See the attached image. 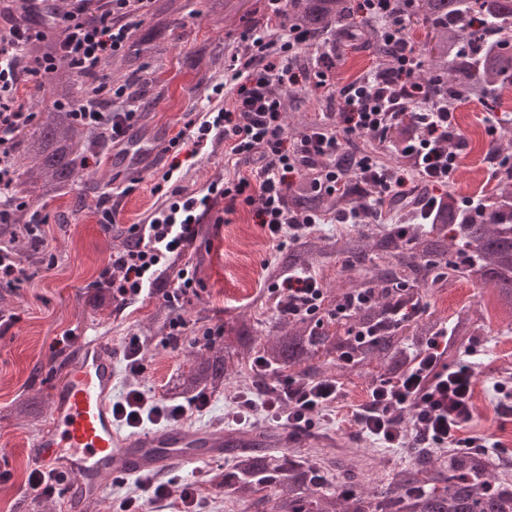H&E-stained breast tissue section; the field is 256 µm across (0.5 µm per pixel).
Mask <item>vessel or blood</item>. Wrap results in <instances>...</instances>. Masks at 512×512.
I'll return each mask as SVG.
<instances>
[{"mask_svg": "<svg viewBox=\"0 0 512 512\" xmlns=\"http://www.w3.org/2000/svg\"><path fill=\"white\" fill-rule=\"evenodd\" d=\"M114 351L110 337L82 338L31 445L37 466L65 475L66 512H83L87 502L102 499L110 477H142L224 455L228 433L220 426L121 431L112 412Z\"/></svg>", "mask_w": 512, "mask_h": 512, "instance_id": "1", "label": "vessel or blood"}]
</instances>
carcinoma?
Instances as JSON below:
<instances>
[{
	"label": "carcinoma",
	"mask_w": 512,
	"mask_h": 512,
	"mask_svg": "<svg viewBox=\"0 0 512 512\" xmlns=\"http://www.w3.org/2000/svg\"><path fill=\"white\" fill-rule=\"evenodd\" d=\"M413 15L434 39L433 47L422 53L435 68L418 71L417 78L448 100L449 110L466 100L493 108L512 89V53L503 50L512 40V0H417ZM180 16L197 18L202 13L187 2L155 0L152 29L135 30L127 52L102 64L106 76L115 72L128 79L130 93L144 112L155 106L146 96L152 82L146 58L164 54L160 35ZM285 21L315 43L327 34L336 35L339 44L362 42L380 70L393 61L380 24L357 18L350 0H287L278 25ZM78 94L76 74L65 61L29 92L41 107V119L34 132L20 136V150L13 156L14 164L27 167L23 193L28 197H53L77 180L100 179L82 163L99 135L73 118L70 104ZM367 153L379 154L388 168L402 166L400 155L365 139L339 153L336 167L349 172ZM494 177L493 192L478 214L470 213L453 182L438 195L423 188L412 197H390L382 208L373 206L372 184L351 176L334 195L307 187L291 190L288 209L299 218L355 211L359 221L348 232H303L265 267V283L273 287L299 272L325 273L336 258L350 272L349 287L324 293L329 309L348 305L359 292L367 293L370 303L321 324L274 314L276 301L261 292L253 303L273 315L263 321L239 316L225 323L224 336L195 355L189 369L170 376L168 398L188 403L225 390L236 380L232 370L254 351L270 366V378L286 374L301 381L318 379L325 362L334 361L340 378L373 365L383 379L403 371L431 339L446 335L448 345L440 359L454 363L462 338L474 342L481 328L461 314L450 323L443 320L431 308L430 293L463 277L492 287L500 308L512 312V168L500 169ZM175 317L167 301L155 307L141 328L144 350L153 347ZM238 432L244 434V446L225 448L231 464L213 472L210 482L254 497L255 512H512L509 470L480 451L450 448L439 454L415 447L412 464L376 479L370 488L351 466L355 456L343 448H319L314 454L343 476L336 488L324 489L322 468L307 454L270 446L274 429L242 427ZM268 488L275 491L271 497L263 494Z\"/></svg>",
	"instance_id": "cac0c4a2"
}]
</instances>
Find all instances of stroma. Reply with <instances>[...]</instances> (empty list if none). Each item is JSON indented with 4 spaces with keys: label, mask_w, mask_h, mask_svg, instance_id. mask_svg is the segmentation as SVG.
<instances>
[{
    "label": "stroma",
    "mask_w": 512,
    "mask_h": 512,
    "mask_svg": "<svg viewBox=\"0 0 512 512\" xmlns=\"http://www.w3.org/2000/svg\"><path fill=\"white\" fill-rule=\"evenodd\" d=\"M230 4L224 15L172 26L165 39L167 52L152 63L155 80L148 93L156 106L150 114H138L127 133L128 139L142 142V151L127 156L122 149L108 146L90 152L87 162L90 168L98 169V184L89 190L77 183L64 194L41 199L48 217L47 247L42 252L23 253L20 284L0 285V472L12 473L8 483H0V512H27L31 497L25 478L34 466L29 448L48 420L44 414L14 418L10 409L34 394L51 400L54 387L66 376L80 336L96 332L123 346L127 336L139 332L159 301L155 294L143 296L122 311L111 307L95 311L85 304L89 287L101 269L110 264L113 255L125 251L129 227L142 223L161 204L155 188L172 161L167 145L194 118L212 84L223 79L236 45L254 29L266 27L272 16L267 0H230ZM251 169L249 162L227 161L223 141L213 139L200 145L193 157L183 158L179 174L185 191L201 197L212 185L223 184L238 173L249 174ZM112 186L125 190L117 209L108 192ZM108 207L114 210L115 223L107 231L100 223V212ZM202 227L188 257L201 290L182 306L189 326L187 342L178 348L162 344L144 355L147 371L142 376L132 375L125 358H118L114 400L124 399L134 389L150 396L163 395L169 374L188 368L192 361L195 324L209 326L249 313L253 295L265 290L263 268L274 261L280 249L266 242L252 215L241 212L225 216L224 201L219 198ZM433 301L443 318L463 309L471 316H484L486 333L476 340L484 357L474 376L475 408L463 433L494 441L512 458V420L499 415L500 396L494 389L504 374H512V316L500 310L491 289L463 279L436 293ZM343 385L346 411L315 415L320 435H359L353 414L361 401L368 399L370 386L357 377L344 380ZM234 410V405L217 394L202 410L189 411L182 424L195 427L216 423L238 428L267 422L260 413L237 418ZM359 437L366 453L356 459V469L369 466L383 475L413 461L403 448H385L368 436ZM220 465L217 459L194 462L158 474L156 480L194 485L197 512H247V502L240 495L208 483V471Z\"/></svg>",
    "instance_id": "35a3bbf8"
}]
</instances>
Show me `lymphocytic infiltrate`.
<instances>
[{
	"instance_id": "lymphocytic-infiltrate-1",
	"label": "lymphocytic infiltrate",
	"mask_w": 512,
	"mask_h": 512,
	"mask_svg": "<svg viewBox=\"0 0 512 512\" xmlns=\"http://www.w3.org/2000/svg\"><path fill=\"white\" fill-rule=\"evenodd\" d=\"M154 0H71V7L55 20V36L34 21V11L23 7V20L0 26V222H8L18 203L11 187L15 167L12 151L19 135L34 121L27 99L19 94L21 86L38 83L56 67L57 60L68 61L86 79L98 80L96 94L83 96L73 111L82 126L100 131L113 147L125 143L127 132L137 116V105L125 86L111 82L101 71L105 59L125 50L139 17L148 14ZM393 0H363L366 16L382 20L385 41L396 47L393 66L384 74H367L341 87V120L336 124H318L297 140H289L282 121L283 104L276 89L297 84L294 59L307 43L298 31L288 29L276 34L255 30L251 39L259 46L255 58L235 71L230 107L216 113H199L188 123L187 138L201 145L209 136H219L229 158L252 159L250 175L225 181L220 191L224 212L253 207L255 219L270 239L277 240L302 224L321 223L318 214L304 220L290 217L288 190L302 180H310L314 191L332 194L344 182L334 164L337 153L363 137L384 138L389 129L408 121L418 133L393 144V151L407 157L416 173L429 184L447 186L455 169L457 155L448 144L458 133L447 106L433 99L427 88L412 77L422 62L406 36L402 25L391 18ZM51 43L53 50L29 61L32 44ZM210 196L196 198L173 187L164 204L144 223L134 224L130 232L135 244L113 257L110 268L102 270L89 301L106 296L110 302L128 303L157 283L160 264L173 269V291L166 298L172 305L182 304L196 292V277L183 260L197 237L198 208L210 205ZM121 277H113V268ZM276 296L286 297L293 316L323 317L327 314L320 284L310 276L292 275L278 285ZM443 342L435 337L428 350L419 354L409 369L374 384L366 407L355 414L359 430L391 448L400 441L398 412L417 411L414 425L420 439L437 448H479L483 442L462 437L472 416L471 395L474 383L476 348H469L466 360L448 366L439 364ZM343 387L336 379L325 377L298 382L281 377L278 385L267 387L261 400L244 399L245 409L261 408L280 425L299 430L309 426L314 414L330 410ZM115 415L128 427L144 422H177L186 414L185 406L169 403L167 398H147L140 391L129 392L115 403Z\"/></svg>"
}]
</instances>
